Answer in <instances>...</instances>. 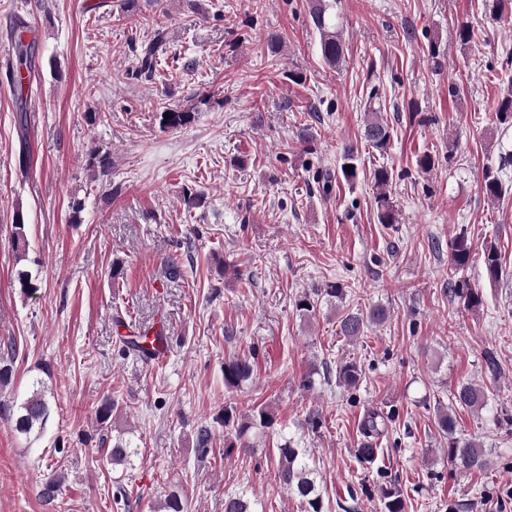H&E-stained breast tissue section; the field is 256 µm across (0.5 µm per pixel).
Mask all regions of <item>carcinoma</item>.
I'll return each instance as SVG.
<instances>
[{
  "mask_svg": "<svg viewBox=\"0 0 512 512\" xmlns=\"http://www.w3.org/2000/svg\"><path fill=\"white\" fill-rule=\"evenodd\" d=\"M329 5L325 0H315L311 6V21L320 35V48L323 60L329 65H336L344 58V44L336 32V27L327 21ZM163 31L157 30L154 39L141 46L138 54V67L136 73L152 75L157 66L158 47L162 43ZM12 56L15 57L17 67L9 72L18 94V100H23L24 74L22 69L28 70L35 66L31 45L17 38L11 43ZM192 110L176 111L166 106L160 112L161 127H177L185 123ZM171 118H165V115ZM496 119L504 124L512 122V88L506 90L498 102ZM392 129L379 118L376 112L367 116L364 124V140L369 146L379 152L386 150L391 141ZM343 165L352 166L347 172L340 169V176L347 183H353L359 176L357 151L348 147L343 156ZM375 185L377 187L376 204L377 217L381 224H393L396 222L395 211L389 201L387 189L390 185L391 174L388 169L381 167L374 172ZM483 189L486 195L500 198L512 193V185L502 182L498 172L487 168L483 173ZM15 233L13 247L17 252L25 251V220L22 212L15 214ZM473 252L472 243L468 237L460 235L452 244L450 254L451 269L465 266ZM481 259L487 275L491 280L500 278L503 267L497 247L490 243L481 247ZM448 289L455 295L464 299L467 306L473 307L481 303L479 292L466 284L448 279ZM386 311L380 306H374L366 311L358 309L349 311L341 317L339 322L340 333L348 338H355L363 334L364 329L370 324H378L385 320ZM148 333H132L122 338V350L128 353L144 354L145 339ZM252 372L251 364L244 359H229L224 362V385L228 388L237 387L246 380ZM362 371L353 362H346L337 369L338 380L348 387L356 386L361 379ZM51 394L44 381L37 380L32 384L29 395L18 407L3 406L0 415L14 421L15 430L20 434L29 435L44 429L51 415ZM486 392L478 384L462 382L454 393V400L458 405L466 408H476L484 404ZM437 422L439 428L448 434V462L461 472L481 470L487 465L485 452L473 440L459 439L455 437V420L449 411L438 410ZM387 428L385 416L372 411L367 414L362 423L363 440L357 449L358 461L370 463L375 457V443ZM139 456V447L129 441L118 440L108 452V458L114 466H131L134 459ZM277 475L283 487L305 506L306 512H322V499L317 491L313 477V469L307 462L306 450L296 448L288 441L279 448L277 461ZM383 512H405V503L397 487H387L382 490ZM224 512H252L249 500L244 494L229 495L224 498Z\"/></svg>",
  "mask_w": 512,
  "mask_h": 512,
  "instance_id": "cac0c4a2",
  "label": "carcinoma"
}]
</instances>
